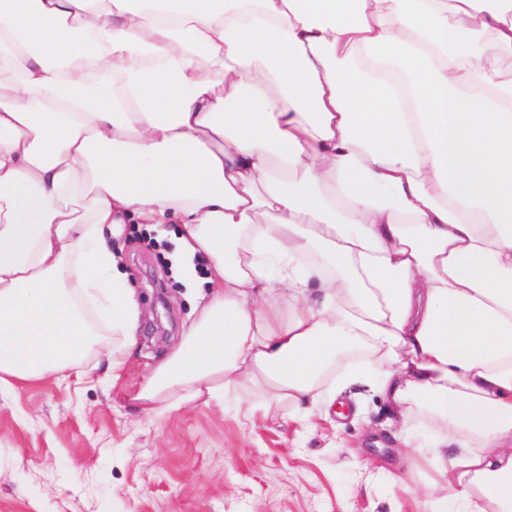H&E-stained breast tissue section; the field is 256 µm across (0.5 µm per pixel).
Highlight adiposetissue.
I'll list each match as a JSON object with an SVG mask.
<instances>
[{"label": "adipose tissue", "mask_w": 512, "mask_h": 512, "mask_svg": "<svg viewBox=\"0 0 512 512\" xmlns=\"http://www.w3.org/2000/svg\"><path fill=\"white\" fill-rule=\"evenodd\" d=\"M512 0H0V392L119 374V241L209 291L123 397L360 385L419 414L424 512H512Z\"/></svg>", "instance_id": "ef3b65f1"}]
</instances>
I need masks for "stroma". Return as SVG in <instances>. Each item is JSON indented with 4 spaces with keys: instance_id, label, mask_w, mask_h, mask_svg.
<instances>
[{
    "instance_id": "35a3bbf8",
    "label": "stroma",
    "mask_w": 512,
    "mask_h": 512,
    "mask_svg": "<svg viewBox=\"0 0 512 512\" xmlns=\"http://www.w3.org/2000/svg\"><path fill=\"white\" fill-rule=\"evenodd\" d=\"M177 227L131 224L123 258L143 308L134 358L0 394V512H422L386 401L357 386L329 410L249 413L229 392L148 418L116 394L143 382L193 319L171 257Z\"/></svg>"
}]
</instances>
